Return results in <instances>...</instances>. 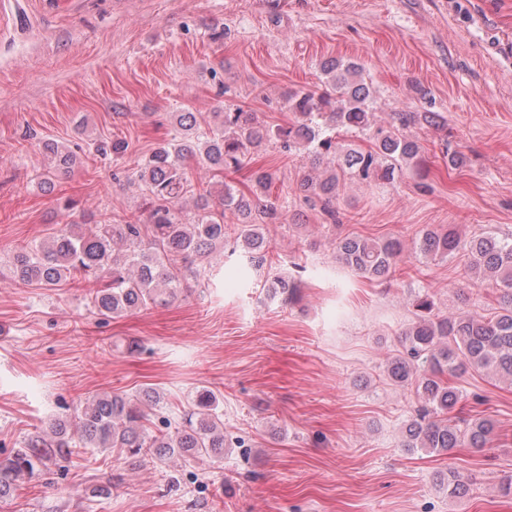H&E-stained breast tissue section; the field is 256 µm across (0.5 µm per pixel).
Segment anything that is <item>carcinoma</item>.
I'll return each mask as SVG.
<instances>
[{"mask_svg": "<svg viewBox=\"0 0 512 512\" xmlns=\"http://www.w3.org/2000/svg\"><path fill=\"white\" fill-rule=\"evenodd\" d=\"M323 80L313 89L285 92L292 117L284 124L260 121L241 105L217 113L218 123L202 127L192 112H172L170 139L142 157L132 173L142 195L139 214L98 220L89 230L74 231L76 203L65 200L69 222L40 244L19 248L13 258L16 280L42 288L93 283L89 303L97 314L120 316L178 297L184 288L183 264L204 262L224 246L228 226L248 264L261 269L269 256L266 224L278 207L270 200L274 173L255 166L259 152L275 144L308 163L299 182L303 200L336 224L340 188L389 182L410 168L419 169L423 148L410 132L417 126H445L438 112H393L384 121L373 112V89L365 67L355 61L321 63ZM129 143L118 136L95 145L102 161L120 162ZM45 169L40 188L54 190L56 174L77 164V154L54 141L43 143ZM194 159L220 186L217 192L192 183L185 161ZM250 173L248 191L225 181L229 174ZM193 199V212L183 200ZM421 254L446 259L461 253L467 268L486 276L502 291L491 313L454 317L435 312L427 293L410 298L413 320L402 330L401 350L387 364V377L399 385H416L422 403L406 428V447L446 454L482 448L492 428L481 418L460 416V390L451 378L473 371L512 381V240L491 233L461 237L452 229L426 231ZM338 259L355 274L387 279L401 253L392 240L345 237L337 243ZM154 388L137 395L103 393L86 399L72 414L59 416L47 430L30 435L0 462V502L11 499L21 484L35 479L79 449L118 450L132 459L174 456L206 459L224 453V423L217 396L197 392L192 409L173 427H150L161 409ZM448 496L461 494L460 476L440 477Z\"/></svg>", "mask_w": 512, "mask_h": 512, "instance_id": "carcinoma-1", "label": "carcinoma"}]
</instances>
